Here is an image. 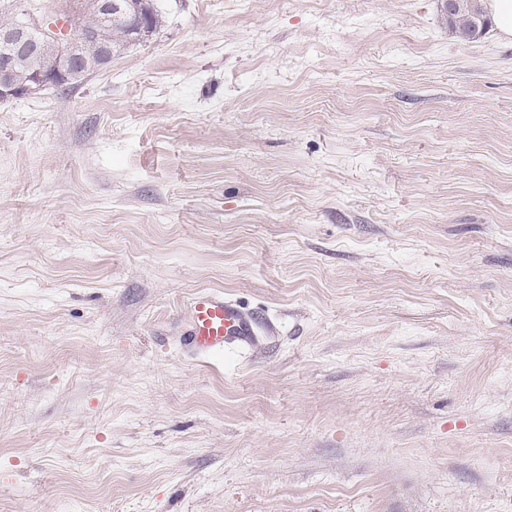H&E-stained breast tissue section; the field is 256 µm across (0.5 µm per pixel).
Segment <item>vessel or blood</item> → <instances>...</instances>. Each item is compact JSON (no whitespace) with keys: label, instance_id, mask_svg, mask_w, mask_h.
Here are the masks:
<instances>
[{"label":"vessel or blood","instance_id":"vessel-or-blood-1","mask_svg":"<svg viewBox=\"0 0 512 512\" xmlns=\"http://www.w3.org/2000/svg\"><path fill=\"white\" fill-rule=\"evenodd\" d=\"M278 334L273 321L259 320L240 301L219 291L202 290L188 303L180 345L189 358L205 361L225 351L256 347Z\"/></svg>","mask_w":512,"mask_h":512}]
</instances>
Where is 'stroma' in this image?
Wrapping results in <instances>:
<instances>
[{"label": "stroma", "instance_id": "obj_1", "mask_svg": "<svg viewBox=\"0 0 512 512\" xmlns=\"http://www.w3.org/2000/svg\"><path fill=\"white\" fill-rule=\"evenodd\" d=\"M155 3L0 102V512H512V40ZM199 289L279 336L186 357Z\"/></svg>", "mask_w": 512, "mask_h": 512}]
</instances>
